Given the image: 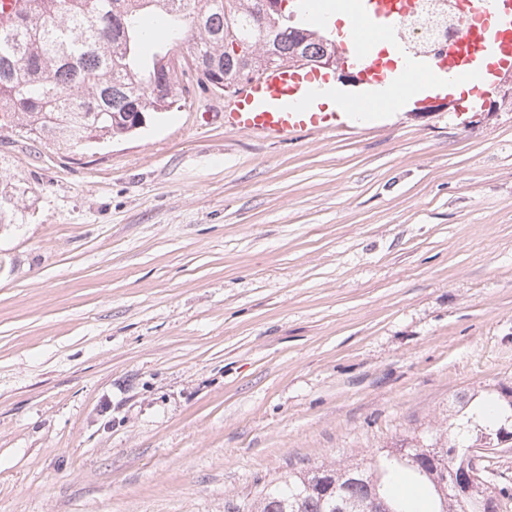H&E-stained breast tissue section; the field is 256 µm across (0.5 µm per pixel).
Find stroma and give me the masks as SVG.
<instances>
[{"label":"stroma","instance_id":"obj_1","mask_svg":"<svg viewBox=\"0 0 512 512\" xmlns=\"http://www.w3.org/2000/svg\"><path fill=\"white\" fill-rule=\"evenodd\" d=\"M509 96L291 141L195 87L101 144L0 128V512H224L512 385ZM9 188V189H7ZM26 190L22 184L8 183L0 188V224H12L15 220L16 212L19 208V202L23 201Z\"/></svg>","mask_w":512,"mask_h":512}]
</instances>
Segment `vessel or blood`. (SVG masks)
I'll return each mask as SVG.
<instances>
[{"mask_svg":"<svg viewBox=\"0 0 512 512\" xmlns=\"http://www.w3.org/2000/svg\"><path fill=\"white\" fill-rule=\"evenodd\" d=\"M416 0H352V31L335 40L339 63L358 70L344 89L334 69L280 65L238 85L224 114L225 127L273 140L333 132L351 120L392 104L423 109L455 99L459 88H496L512 70V0H462L460 35L432 54L411 51L399 27ZM302 21L315 29L332 24L331 0H300Z\"/></svg>","mask_w":512,"mask_h":512,"instance_id":"b4317fda","label":"vessel or blood"}]
</instances>
